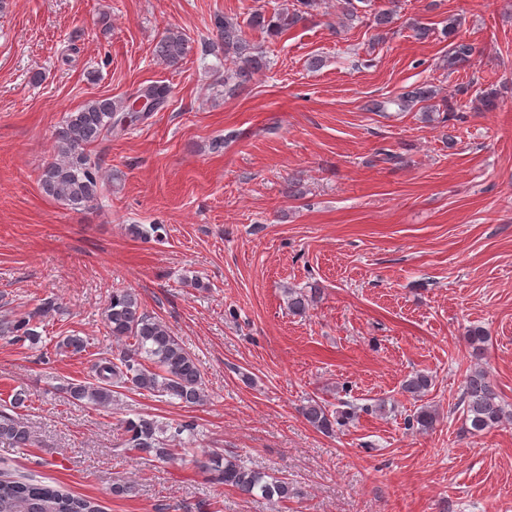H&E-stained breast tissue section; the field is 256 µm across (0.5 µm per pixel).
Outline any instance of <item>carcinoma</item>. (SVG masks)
<instances>
[{
    "instance_id": "carcinoma-1",
    "label": "carcinoma",
    "mask_w": 512,
    "mask_h": 512,
    "mask_svg": "<svg viewBox=\"0 0 512 512\" xmlns=\"http://www.w3.org/2000/svg\"><path fill=\"white\" fill-rule=\"evenodd\" d=\"M317 0H295L292 8H280L268 15L256 9L249 14L246 25L234 18L217 20L216 27L224 54V92L232 94L253 76L269 66L265 52L251 45L246 38L245 27L259 29L271 38H277L311 14ZM458 19L448 20L444 36L451 39L448 49V67L452 68L469 60L473 54L471 44L454 40ZM191 51L190 38L177 28H168L153 49V55L168 67H176ZM154 101V110L165 106L168 88L151 84L143 89ZM437 90L428 87L421 91L405 90L391 100L399 110L427 102L436 97ZM135 96L112 99L96 98L87 101L76 111L66 113L56 133L57 156L43 169L40 186L42 191L73 209H79L97 200L100 190V165L86 152L88 146L103 140L112 132L124 129L128 121L136 117L133 112ZM311 298L302 291L288 290V308L295 314L309 308ZM59 311L52 298L42 300L35 312L15 319L0 321V336H12L33 344L41 340L33 321ZM108 333L122 342V348L112 357H101L93 365L94 381L68 383L62 389L77 401L95 406L112 403L113 387L129 384L139 391L157 393L171 403L186 406L204 401L202 370L198 359L187 350L177 336L158 318L144 310L138 295L129 290L112 292L105 311ZM467 341L473 355H484L487 332L481 326L468 330ZM56 349L73 355L85 350L79 336H67L56 342ZM432 379L425 373H416L406 379L402 389L413 397H419L431 386ZM27 395L15 393L10 407L15 413L0 411V443L14 448L31 445L30 432L16 410L24 407ZM465 422L469 430L481 432L509 418L501 403L496 386L483 369L471 372L461 397ZM303 418L322 433L334 431L356 416V408L348 407L335 412L322 403L311 400L302 408ZM436 413L421 407L408 426L419 430L431 428ZM194 438L191 423L164 424L155 418L138 416L122 423V447L143 453L161 461L175 458L180 448ZM202 468L211 479L231 487L244 495L260 492L270 501L286 502L298 495L287 481L268 476L249 468L240 458L219 448L207 452ZM0 512H102L97 499L76 496L60 486L47 484L27 475H19L0 464Z\"/></svg>"
}]
</instances>
